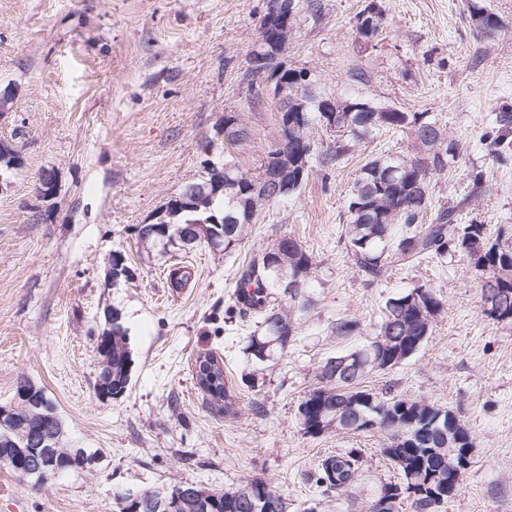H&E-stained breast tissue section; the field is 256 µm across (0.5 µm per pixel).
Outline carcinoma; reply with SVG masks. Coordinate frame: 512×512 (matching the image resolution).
I'll return each mask as SVG.
<instances>
[{"label": "carcinoma", "mask_w": 512, "mask_h": 512, "mask_svg": "<svg viewBox=\"0 0 512 512\" xmlns=\"http://www.w3.org/2000/svg\"><path fill=\"white\" fill-rule=\"evenodd\" d=\"M377 10V16H368L371 24L355 26L357 41L369 47L382 33L385 24L384 9L380 3L369 2L363 12ZM483 18L489 28L480 29L487 39L497 37L500 23L497 16L485 7L471 6L470 19ZM260 35L266 47L280 44L284 34L264 15ZM274 92L286 84L288 89L301 92L298 106L301 113L291 111L279 115L278 126L288 127V158L280 159V149L267 152L263 164L288 165L290 187L274 199L252 200L241 195L248 189L254 176L242 171L237 162L227 160L219 166L233 189L215 197L195 199L189 209L170 211L166 223L151 234L147 225L138 227V240L145 246L169 253L174 249L189 250L204 242L218 241V248L230 252L242 239L245 227L265 206L285 199L298 191L294 186L296 175L307 179L311 166L312 144L309 131L320 124L336 133V143L317 156V166L328 170L350 151L351 143L365 141L381 132L402 133L412 140L414 152L410 156H381L368 160L354 178L347 206L344 240L353 264L370 282L385 277L396 265L412 264L428 256L455 257L469 261L482 273L483 284L494 283L498 289L499 314L494 321L512 323V241L501 229L493 236L487 225L460 224L458 216L467 205L485 189L484 174L471 171V190L458 201L441 205L431 223L424 216L431 207V178L455 167L463 156V148L448 136L443 125L426 112H404L398 108L380 110V106L362 97L343 100L318 98L311 91V74L303 70L272 72ZM497 131L487 133L488 146L494 158L505 163L512 149V113L496 114ZM283 267L288 278L302 284L300 291L288 294L275 275V268ZM313 270L310 253L292 236L280 237L271 247L253 256L242 267L234 306L242 314L263 313L258 329L250 336L246 351L260 362L282 352L295 340L298 322L295 313L311 306L305 295ZM289 296L293 307L282 312L270 306L274 291ZM445 302L433 289L423 285L410 288L389 298L380 319L364 325L356 318H339L332 326L338 337L367 336L366 342L344 356L352 358L353 369L336 372V357L326 358L320 365V385L313 388L297 408L298 420L305 434H321L338 415L366 418L371 430L385 435L382 454L398 470L397 482L378 484L366 498L363 512H370L371 498L379 492L403 489L407 494L401 502L410 504L412 512H437L438 502L429 492L434 490L447 499L459 489L464 473H456L454 457L456 446H448V420L434 423V419L448 408L426 401H413L392 396L382 398L362 383L376 372L398 367L412 357L431 336L433 323L444 311ZM100 363L96 379V394L101 399H118L125 395L131 378L132 354L128 333L116 335L112 327L103 330L96 347ZM203 391L216 403L224 402L230 410V395L224 383V373L218 372V381L207 383ZM363 476V456L359 448H349L321 459L315 471V484L326 496L336 493L350 497L357 495ZM210 499L208 512H265L269 502L278 504V512H288V503L264 480H253L230 490H212L200 487Z\"/></svg>", "instance_id": "1"}]
</instances>
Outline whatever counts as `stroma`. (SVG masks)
Wrapping results in <instances>:
<instances>
[{
    "mask_svg": "<svg viewBox=\"0 0 512 512\" xmlns=\"http://www.w3.org/2000/svg\"><path fill=\"white\" fill-rule=\"evenodd\" d=\"M299 4L279 61L307 70L324 97L361 96L426 112L467 148L458 168L433 177L434 203L459 200L469 173L485 190L460 215L489 232L512 227V161L498 163L484 135L512 112V0H481L498 17L496 40L470 21L469 0H380L386 17L374 48L356 42L366 0ZM266 0H0V91L15 96L0 140L23 157L0 183V406L19 379L40 387L65 427L66 447L87 468L42 485L0 466V512H120L128 495L165 493L182 481L227 490L262 479L288 512H351L323 495L321 458L361 449L367 484L398 480L379 434L305 435L297 407L319 383L322 361L363 344L333 334L341 317L375 321L386 300L423 285L445 301L431 336L406 362L365 381L374 392L455 411L475 444L459 490L439 512H512V324L486 317L482 280L459 257L390 269L368 283L348 257L341 229L360 167L382 153L412 154L410 139L384 132L356 145L329 173L312 170L293 196L262 209L229 253L199 246L179 257L142 248L139 225L224 159L217 134L236 113L248 137L233 150L256 174L277 136L280 100L256 96L250 71ZM56 172L53 197L36 193ZM312 255L298 333L259 363L245 348L262 316L228 314L238 271L282 236ZM122 252L129 278L113 281ZM185 287H171L174 262ZM129 332L131 380L121 399L100 401L96 338L112 309ZM224 366L230 407L194 378L199 354Z\"/></svg>",
    "mask_w": 512,
    "mask_h": 512,
    "instance_id": "stroma-1",
    "label": "stroma"
}]
</instances>
